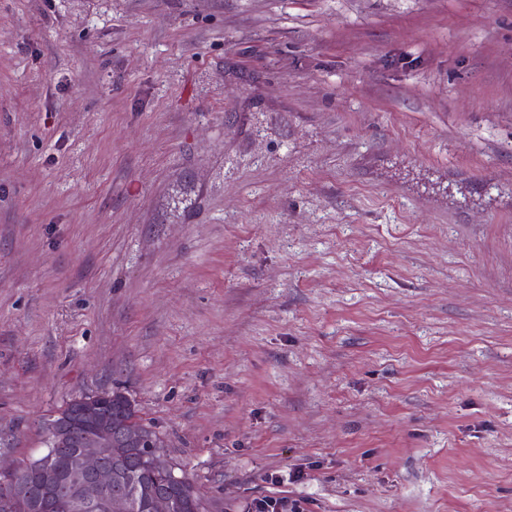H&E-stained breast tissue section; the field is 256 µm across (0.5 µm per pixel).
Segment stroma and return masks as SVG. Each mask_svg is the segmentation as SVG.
<instances>
[{
    "mask_svg": "<svg viewBox=\"0 0 512 512\" xmlns=\"http://www.w3.org/2000/svg\"><path fill=\"white\" fill-rule=\"evenodd\" d=\"M113 389L206 512H512V0H0V463Z\"/></svg>",
    "mask_w": 512,
    "mask_h": 512,
    "instance_id": "obj_1",
    "label": "stroma"
}]
</instances>
